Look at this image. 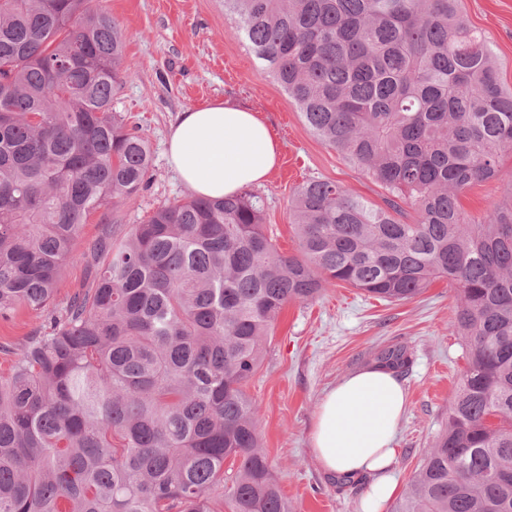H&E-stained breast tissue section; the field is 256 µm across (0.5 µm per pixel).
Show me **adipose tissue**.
<instances>
[{"instance_id": "obj_1", "label": "adipose tissue", "mask_w": 512, "mask_h": 512, "mask_svg": "<svg viewBox=\"0 0 512 512\" xmlns=\"http://www.w3.org/2000/svg\"><path fill=\"white\" fill-rule=\"evenodd\" d=\"M168 162L197 197L221 198L262 183L277 164L278 145L256 113L221 100L178 113L168 133ZM406 394L396 373L360 367L323 396L311 434L312 450L329 475L371 476L361 512H381L395 491L387 470Z\"/></svg>"}]
</instances>
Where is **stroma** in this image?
<instances>
[{"mask_svg": "<svg viewBox=\"0 0 512 512\" xmlns=\"http://www.w3.org/2000/svg\"><path fill=\"white\" fill-rule=\"evenodd\" d=\"M126 32L129 69L114 99L128 128L147 137L153 152L149 186L127 200L114 221L145 222L163 203L183 199L187 189L171 169L166 136L177 112L224 99L250 108L271 128L280 158L255 193L265 201L264 223L280 252L298 248L291 200L312 178L341 185L376 207L386 190L326 146L309 129L299 108L264 74L236 30L224 21V0H94ZM471 26L490 44L505 88H512V0H460ZM512 192V157L499 179L460 194L462 210L481 219ZM97 222L83 225L72 259L62 270L55 300L89 282L83 255L99 237ZM456 293L435 281L419 297L388 303L344 284L329 287L313 302L288 304L267 343L246 391L258 410L262 443L292 512H359L368 479L341 481L326 475L310 446L314 414L326 390L348 373L374 363L381 351L404 348L409 365L397 376L408 398L397 433L392 465L404 490L448 421V408L466 367L455 329Z\"/></svg>", "mask_w": 512, "mask_h": 512, "instance_id": "35a3bbf8", "label": "stroma"}]
</instances>
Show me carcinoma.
<instances>
[{"mask_svg": "<svg viewBox=\"0 0 512 512\" xmlns=\"http://www.w3.org/2000/svg\"><path fill=\"white\" fill-rule=\"evenodd\" d=\"M224 18L387 207L307 181L294 255L256 193L109 223L152 168L112 107L124 31L91 0H0V319L53 303L81 226L103 224L93 285L0 345V512H289L246 393L282 310L338 283L405 302L436 280L467 367L391 512H512V196L476 223L458 200L512 155L485 37L458 0H224Z\"/></svg>", "mask_w": 512, "mask_h": 512, "instance_id": "carcinoma-1", "label": "carcinoma"}]
</instances>
